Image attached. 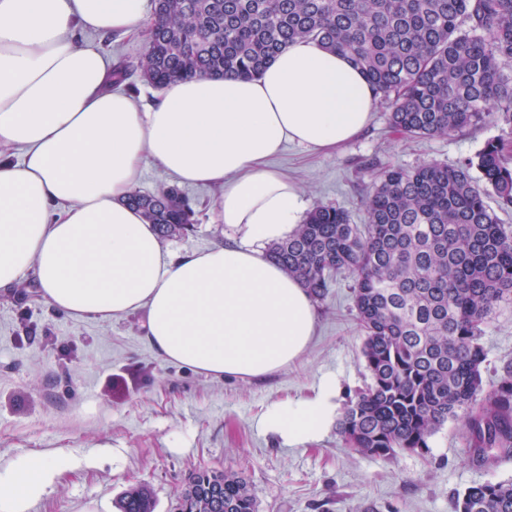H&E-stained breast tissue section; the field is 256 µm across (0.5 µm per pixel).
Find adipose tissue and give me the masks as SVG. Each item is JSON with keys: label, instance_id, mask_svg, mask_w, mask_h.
Wrapping results in <instances>:
<instances>
[{"label": "adipose tissue", "instance_id": "ef3b65f1", "mask_svg": "<svg viewBox=\"0 0 512 512\" xmlns=\"http://www.w3.org/2000/svg\"><path fill=\"white\" fill-rule=\"evenodd\" d=\"M147 0H0V289L32 276L56 310L111 320L141 311L164 361L255 379L297 360L315 333L306 288L266 254L306 208L269 166L288 141L329 152L369 125L374 93L351 57L301 39L253 79L166 85L142 107L110 89L112 66L79 31L135 34ZM215 186L237 243L171 256L127 198L144 160ZM336 381L275 405L265 430L303 445L334 412ZM69 465L65 451L0 463V512H30Z\"/></svg>", "mask_w": 512, "mask_h": 512}]
</instances>
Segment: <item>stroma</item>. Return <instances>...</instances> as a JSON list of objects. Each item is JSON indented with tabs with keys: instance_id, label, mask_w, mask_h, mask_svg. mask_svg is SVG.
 Masks as SVG:
<instances>
[{
	"instance_id": "obj_1",
	"label": "stroma",
	"mask_w": 512,
	"mask_h": 512,
	"mask_svg": "<svg viewBox=\"0 0 512 512\" xmlns=\"http://www.w3.org/2000/svg\"><path fill=\"white\" fill-rule=\"evenodd\" d=\"M79 37L97 44L113 65L130 67L125 93L142 104L155 101L157 88L137 69L144 35ZM509 136L511 128L488 124L450 138L407 137L391 128L386 105L378 103L367 130L336 152L288 142L270 164L298 184L308 207L334 205L361 224L367 188L385 168L453 166L488 140ZM183 191L194 203L195 224L163 240L166 251L233 240L214 212L219 188ZM349 284V275L338 276L317 303L315 334L296 362L251 381L214 379L165 362L147 342L144 313L78 320L51 307L28 275L0 290V460L59 450L72 460L30 512H118L120 496L137 484L150 488L155 512H179L184 479L203 469L242 473L258 512H456L458 493L488 480L512 481V460L489 468L470 462L454 421L431 438L428 455L391 461L354 453L333 427L299 446L261 428L271 406L313 396L322 377L335 378L339 408L363 386L362 331ZM483 343L489 383L512 362V304L497 309Z\"/></svg>"
}]
</instances>
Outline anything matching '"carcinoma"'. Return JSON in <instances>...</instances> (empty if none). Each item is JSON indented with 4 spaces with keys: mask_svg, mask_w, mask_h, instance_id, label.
Segmentation results:
<instances>
[{
    "mask_svg": "<svg viewBox=\"0 0 512 512\" xmlns=\"http://www.w3.org/2000/svg\"><path fill=\"white\" fill-rule=\"evenodd\" d=\"M140 62L161 88L206 76L258 77L298 39L351 56L390 123L414 138L451 137L483 122L512 129V0H153ZM480 180H475L473 171ZM512 207V158L490 140L456 166L385 169L366 198L367 223L318 205L269 257L324 300L351 276L368 382L349 397L337 431L346 447L391 459L429 453V439L460 424L474 464L512 458V362L486 388L482 338L496 309L512 302V229L486 198ZM160 238L184 235L194 209L175 186L133 190ZM219 486L224 512H258L236 472L191 474L180 507ZM120 512H154L152 492L130 488ZM458 512H512V482L487 481L457 498Z\"/></svg>",
    "mask_w": 512,
    "mask_h": 512,
    "instance_id": "carcinoma-1",
    "label": "carcinoma"
}]
</instances>
